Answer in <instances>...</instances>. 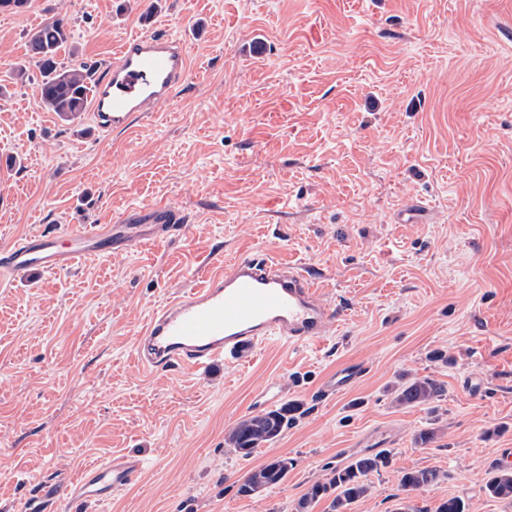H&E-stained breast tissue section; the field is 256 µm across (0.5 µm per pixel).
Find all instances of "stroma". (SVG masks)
Returning <instances> with one entry per match:
<instances>
[{"label": "stroma", "mask_w": 512, "mask_h": 512, "mask_svg": "<svg viewBox=\"0 0 512 512\" xmlns=\"http://www.w3.org/2000/svg\"><path fill=\"white\" fill-rule=\"evenodd\" d=\"M53 13L97 73L141 32L185 41L192 79L126 130L61 119L27 56ZM17 63L26 78L11 79ZM0 83V242L148 203L191 219L184 235L0 284V512L123 453L145 462L132 485L45 512H295L332 468L383 451L350 512H433L451 496L512 512L484 490L512 448V0H31L0 12ZM250 251L322 283V339L144 368L151 311ZM348 365L360 380L322 397ZM405 374L443 386L438 412L392 404ZM270 387L302 415L251 457L228 452ZM276 457L293 463L285 480L240 495ZM421 468L448 478L402 499V472Z\"/></svg>", "instance_id": "stroma-1"}]
</instances>
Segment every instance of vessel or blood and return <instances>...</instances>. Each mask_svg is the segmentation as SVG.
Wrapping results in <instances>:
<instances>
[{"mask_svg": "<svg viewBox=\"0 0 512 512\" xmlns=\"http://www.w3.org/2000/svg\"><path fill=\"white\" fill-rule=\"evenodd\" d=\"M191 78L186 44L167 35L134 34L115 51L107 75L95 83L90 110L99 131L128 128L151 104L170 100ZM188 218L161 203L141 205L93 230L30 233L0 245V281L69 267L77 258L118 254L134 243H154L186 232ZM330 308L302 268L273 263L262 255L231 268L204 269L193 283L154 309L138 333L136 358L148 369L188 370L235 359L245 350L278 339L293 345L320 339ZM360 369H340L325 394L352 386ZM143 462L113 457L69 483H53L47 498L104 501L134 482Z\"/></svg>", "mask_w": 512, "mask_h": 512, "instance_id": "vessel-or-blood-1", "label": "vessel or blood"}]
</instances>
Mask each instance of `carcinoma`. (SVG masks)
<instances>
[{"label": "carcinoma", "instance_id": "1", "mask_svg": "<svg viewBox=\"0 0 512 512\" xmlns=\"http://www.w3.org/2000/svg\"><path fill=\"white\" fill-rule=\"evenodd\" d=\"M70 38L68 23L61 17H50L28 33V51L40 72L38 91L44 107L64 120L85 111L93 92L95 65L82 61L66 64L59 52ZM445 390L429 377H414L398 384L394 402L398 406H425L431 410L443 399ZM301 408L295 402L239 420L227 433V450L247 458L262 445L278 438ZM385 453L359 456L346 465L331 470L324 481H317L298 500L295 512H311L315 503L330 498L328 512H349L351 504L370 494L368 475L387 466ZM292 463L287 458H275L248 472L238 488L243 496H252L281 483ZM444 474L434 468L407 470L399 479L404 497L425 491L437 484ZM486 493L497 499H512V470L498 465L491 467L485 484Z\"/></svg>", "mask_w": 512, "mask_h": 512}]
</instances>
